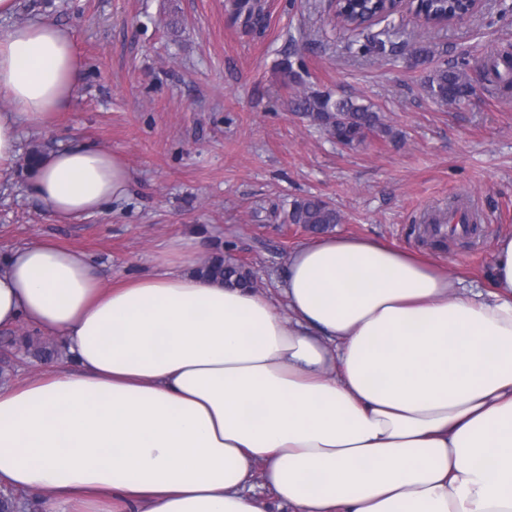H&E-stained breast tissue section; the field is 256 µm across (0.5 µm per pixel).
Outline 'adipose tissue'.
Here are the masks:
<instances>
[{
	"label": "adipose tissue",
	"mask_w": 512,
	"mask_h": 512,
	"mask_svg": "<svg viewBox=\"0 0 512 512\" xmlns=\"http://www.w3.org/2000/svg\"><path fill=\"white\" fill-rule=\"evenodd\" d=\"M84 74L69 29L0 32V176L19 128L49 129ZM131 174L92 142L51 152L33 193L61 221L122 200ZM104 286L39 240L0 261V329L56 337L69 366L0 385V488L43 512H512V237L489 294L382 241L316 236L264 293L188 273Z\"/></svg>",
	"instance_id": "obj_1"
}]
</instances>
